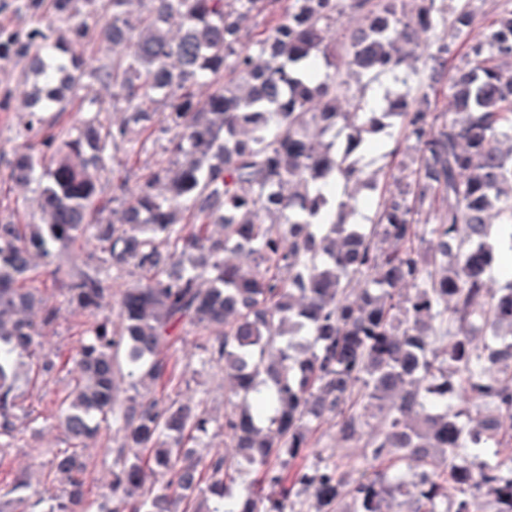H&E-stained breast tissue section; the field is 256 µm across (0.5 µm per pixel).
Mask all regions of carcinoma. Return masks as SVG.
I'll use <instances>...</instances> for the list:
<instances>
[{
    "mask_svg": "<svg viewBox=\"0 0 512 512\" xmlns=\"http://www.w3.org/2000/svg\"><path fill=\"white\" fill-rule=\"evenodd\" d=\"M279 0H26L63 32L0 28V62L26 61L40 111L10 163L17 186H38L40 224L0 222V448L19 420L20 370L58 307L15 287L35 254L65 302L96 317L112 272L132 265L144 283L121 291L122 330L104 318L81 345L73 398L60 417L71 448L54 460L64 488L56 512H83V451L112 414V508L104 512H512V277L494 292L492 268L512 252V8L488 35L467 12L453 25L440 0H287L275 24L246 44L248 22ZM348 12L363 26L331 35ZM451 27L466 52L448 65L440 38L426 87H412L423 33ZM135 39L93 71L119 120L79 95L82 40ZM392 76L399 87L356 96ZM211 92L202 96L199 88ZM169 111L147 105L152 94ZM448 94L454 112H435ZM82 114L62 132L42 113ZM398 128L388 170L367 173L366 136ZM171 134V158L143 184L120 185L114 219L97 205L110 155ZM417 165L397 169L408 146ZM378 193L370 225L347 219L348 197ZM97 241L104 257L80 266L72 244ZM203 335L207 360L254 409L224 419L232 455L196 450L211 419L152 388L180 328ZM146 389L115 408L113 357ZM363 442L341 461L309 464L328 420ZM137 453L132 455L130 450ZM0 512H22L13 493Z\"/></svg>",
    "mask_w": 512,
    "mask_h": 512,
    "instance_id": "1",
    "label": "carcinoma"
}]
</instances>
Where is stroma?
<instances>
[{
	"mask_svg": "<svg viewBox=\"0 0 512 512\" xmlns=\"http://www.w3.org/2000/svg\"><path fill=\"white\" fill-rule=\"evenodd\" d=\"M12 92L9 111L0 110V216L17 224H35L40 219L37 195L33 190L22 191L7 180L9 163L23 141L18 125L25 115L21 108L33 90L32 82L21 76V70L12 65H0V91ZM167 135H160L157 146L134 158L118 154L108 163L101 183L103 199H111L120 184L135 187L142 183L157 161L163 159ZM92 317L71 308H61L59 317L43 340L41 355L54 361V371L38 378L21 399L20 428L15 432L11 446L0 460V493L8 490L21 472H28L31 490L30 512H50L63 495L62 486L53 478L51 469L55 455L68 448L69 440L58 424L57 416L68 394L75 385L72 359L88 337ZM205 342L196 332L177 336L166 349V358L174 367L173 378L157 386L155 395L161 401L173 399L200 404L216 423L199 439L200 447L209 451H224L228 440L217 422L234 410L225 392L228 383L217 365L206 362ZM113 430L111 420L100 421L91 448L86 451L87 469L84 494L93 508L106 502L105 496L112 481Z\"/></svg>",
	"mask_w": 512,
	"mask_h": 512,
	"instance_id": "stroma-1",
	"label": "stroma"
}]
</instances>
